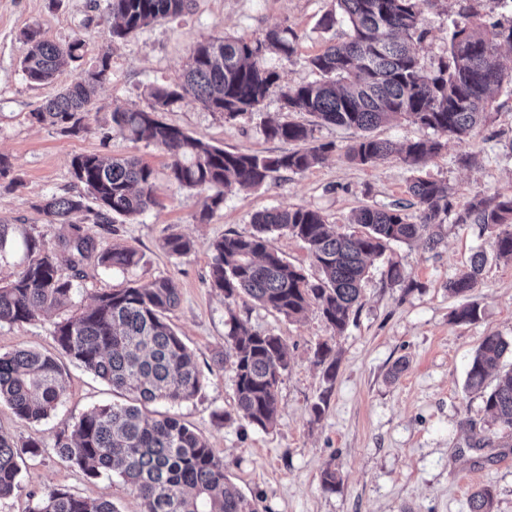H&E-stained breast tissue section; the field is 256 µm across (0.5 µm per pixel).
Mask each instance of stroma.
I'll use <instances>...</instances> for the list:
<instances>
[{
  "label": "stroma",
  "instance_id": "stroma-1",
  "mask_svg": "<svg viewBox=\"0 0 512 512\" xmlns=\"http://www.w3.org/2000/svg\"><path fill=\"white\" fill-rule=\"evenodd\" d=\"M336 0H191L181 16L157 21L128 41L107 44L106 0H0V155L10 171L0 176V222L16 225L11 254L0 265V283L11 280L27 258L26 236L60 249L70 236L67 224L52 223L39 211L45 197L62 194L73 182L71 160L81 154L105 158L135 156L156 176L157 204L137 219L117 217L112 224L84 222L81 231L98 247L134 250L139 262L123 272H107L96 261L79 271L72 304L32 323L0 325V355L36 349L57 356L66 387L61 405L42 421L18 418L0 404V431L14 442L36 440L41 456L21 465V488L0 500V512H29L31 494L59 487L83 498L111 500L119 512H140L129 484L112 473L91 478L52 450L57 434L94 406L118 401L110 386L61 356L53 337L56 322L78 314L94 295L128 284L149 286L171 278L180 304L169 319L194 352L203 387L191 400L165 405L202 435L223 459L229 482L256 512H469L471 496L491 490L492 512H512V430L495 423L482 392L466 386L469 363L484 338L512 339V261L489 255L470 294L482 309L480 319L458 323L452 314L462 300L449 294V279L464 271L477 249L488 250L491 234L455 216L476 197L512 192V88H502L491 103V119L468 137L449 139L445 148L412 171L398 158L358 165L345 156L354 130L315 124L305 112H285L278 93L258 111L227 120L192 99L163 113L165 122L228 151L273 155L287 143L267 139V119L314 128L315 143L332 144L322 163L303 172H284L270 186L231 189L207 223L196 216L201 197L171 182L167 158L154 147L134 143L112 129L115 106L148 108L147 89L180 82L193 44L224 35L264 38L276 25L296 34L289 58L267 57L285 85L315 80L310 56L346 41L349 28L337 20L324 30L319 21ZM428 31L421 63L433 69L447 55L448 34L461 15L478 13L484 23L512 22V11L491 9L488 0H423ZM63 44L83 36L88 51L46 84L29 82L20 62L27 46L25 29ZM111 54L112 75L99 87L85 131L70 134L30 118L46 99L80 81L98 53ZM447 184L445 236L436 250L424 242L392 245L386 260L371 268L361 287L359 308L343 333H336L317 307L288 319L241 295L224 299L209 283L212 244L227 234L247 235L252 219L272 208L305 207L321 212L338 232L359 233L350 221L363 205L402 207L408 218L418 208L408 186L414 174ZM191 239L194 248L175 259L162 248L168 234ZM399 262L405 283L387 281V260ZM259 334L281 336L289 365L278 387L277 424L263 430L237 410L235 366L227 354L231 319ZM328 344L337 360L333 384H325L315 356ZM491 439L489 447L480 442ZM336 470L334 490L321 486V473Z\"/></svg>",
  "mask_w": 512,
  "mask_h": 512
}]
</instances>
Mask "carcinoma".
<instances>
[{
	"mask_svg": "<svg viewBox=\"0 0 512 512\" xmlns=\"http://www.w3.org/2000/svg\"><path fill=\"white\" fill-rule=\"evenodd\" d=\"M336 2L338 10L326 12L320 26L333 29L339 11L349 26V40L331 44L308 59L311 70L319 75L316 81L281 84L280 73L267 64V55L290 57L296 34L276 25L262 40L208 37L198 41L181 84L149 87L147 110L113 108L112 123L118 133L161 150L169 158V180L203 196L200 222L209 220L224 204L221 188L268 186L282 171L313 167L330 146L310 145L312 129L305 125L268 121L263 127L267 138L297 143L300 148L278 155L227 151L162 120V113L187 97L209 112L233 119L259 110L277 89L283 110L306 112L320 125L358 131L346 150L349 160L366 165L395 154L416 170L438 154L448 138L467 137L485 123L494 90L506 81L512 83V71L504 69L500 53L504 45L512 48V24L486 27L464 18L454 24L447 57L427 70L420 62L427 29L419 0ZM188 9L189 0H107L108 38L124 41L143 27ZM23 37L29 48L22 70L33 83L51 82L63 68L81 59L85 50L81 38L58 44L34 29L23 31ZM110 70V54H99L83 79L46 100L32 117L64 132L84 129L82 121L90 112L94 90ZM402 118L432 130L434 137L397 148L371 135L376 127ZM71 168L81 191L53 194L40 206L53 223L72 226L74 233L66 244L69 257L62 260L45 243L28 240V261L14 280L0 286V324L31 322L72 302V271L93 253L106 269L124 271L138 263L135 251L125 247L97 250L72 216L86 211L93 215V223L111 224L116 215L144 214L157 204L154 170L137 158L107 161L96 154L74 157ZM409 191L418 206L419 222L408 221L397 207L362 206L352 215L353 223L364 229L358 237L338 233L336 225L316 210L259 212L251 235H226L213 243L211 288L226 299L245 294L288 319L314 304L342 332L359 304L362 280L391 244L422 239L434 248L442 241L448 186L416 176ZM88 199L95 207L86 204ZM457 222L494 232L495 256L512 260V192L470 202ZM279 231L307 245L313 275L269 248V235ZM162 248L180 258L191 252L192 243L170 234ZM486 259L484 251L475 252L469 267L448 280V291L464 296L475 288ZM178 303L175 282L159 278L147 288L129 285L99 293L80 314L54 325L60 351L112 390L124 392L128 403L101 405L82 414L71 432L56 436L53 451L91 478L104 471L118 474L136 491L141 512H252L250 502L227 482L224 461L195 430L175 416L142 414V404L189 401L202 388L194 353L168 321L167 314ZM480 316L476 303H466L455 312L458 322H474ZM227 342L234 359L239 413L253 426L273 427L278 417V385L288 368L285 344L275 334L248 331L235 318ZM511 348L512 343L499 335L485 337L469 364L467 387L483 388L490 370ZM330 353L326 344L316 351L318 363L327 364L323 378L328 384L336 375V361H327ZM64 392L55 357L33 349L0 355V402H6L19 418L30 422L46 418ZM484 404L495 422L512 430V370L485 394ZM41 452L35 441L17 445L0 433V499L20 489L19 460ZM31 498L30 512H118L110 500L78 497L59 487ZM469 508L470 512H491L490 490L475 493Z\"/></svg>",
	"mask_w": 512,
	"mask_h": 512,
	"instance_id": "cac0c4a2",
	"label": "carcinoma"
}]
</instances>
